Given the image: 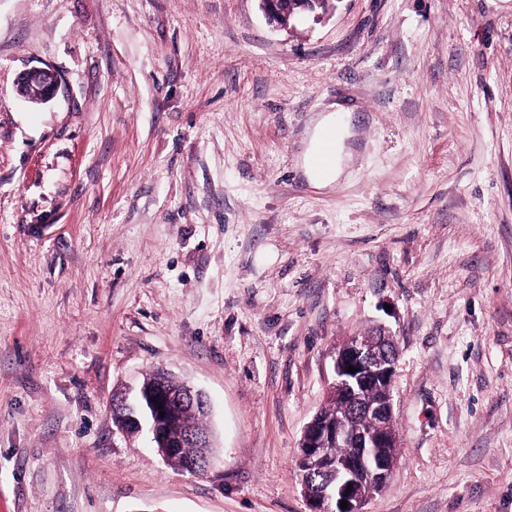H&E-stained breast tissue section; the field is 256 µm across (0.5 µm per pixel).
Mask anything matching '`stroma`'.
<instances>
[{
	"label": "stroma",
	"instance_id": "stroma-1",
	"mask_svg": "<svg viewBox=\"0 0 512 512\" xmlns=\"http://www.w3.org/2000/svg\"><path fill=\"white\" fill-rule=\"evenodd\" d=\"M378 326L402 447L365 512H512V0H0V512H308L303 430ZM157 367L209 397L205 473L112 422ZM301 1L316 3L322 8V12L327 11L334 2V0H259L261 9L268 21L282 28H288L292 20L300 18L302 15L316 13L314 9L308 8L306 4L297 6ZM18 82L38 90L36 102H47L55 97L60 86L61 76L52 68L34 67L20 74ZM352 132L348 123L345 125H338L336 127V118L334 113L324 115L316 124L311 140L309 143L307 156L304 164V172L306 176L318 187H326L336 182L337 179L344 172L348 155L346 152V140L352 137ZM328 136H333L336 139V145L332 142H325L316 154L311 158V164L318 169H324L336 159L331 167L323 172H316L309 164V158L315 152L318 145L322 140Z\"/></svg>",
	"mask_w": 512,
	"mask_h": 512
}]
</instances>
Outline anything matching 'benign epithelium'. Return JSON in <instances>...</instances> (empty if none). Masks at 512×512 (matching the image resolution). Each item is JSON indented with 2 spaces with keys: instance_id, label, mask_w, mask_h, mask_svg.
<instances>
[{
  "instance_id": "1",
  "label": "benign epithelium",
  "mask_w": 512,
  "mask_h": 512,
  "mask_svg": "<svg viewBox=\"0 0 512 512\" xmlns=\"http://www.w3.org/2000/svg\"><path fill=\"white\" fill-rule=\"evenodd\" d=\"M261 9L268 21L278 27L286 28L294 19L313 12V9L301 3V0H259ZM18 82L38 90L36 101L47 102L55 97L60 86L61 76L52 68L34 67L20 74ZM398 346L395 337L385 329H376L374 338L366 343L358 339L336 352L334 359L335 378L331 390L343 399L344 417L366 416L379 424L376 435L359 436L349 427H339L315 418L306 425L302 438L308 453V465L313 468L327 456L328 445L349 442L357 448L350 464L336 467V483H327L318 495L306 498L310 512H363V505L376 494L378 486L359 481L357 473L362 468L372 467L383 470L384 462L378 449L389 442L400 447L399 436L392 433L394 421L393 386L395 368L398 360ZM353 366L357 371L347 372ZM372 384H383L387 390L386 400L382 404H366L361 394ZM148 417L159 418L160 408L167 404L190 402L204 410H209L206 394L187 384L177 394L166 395L161 390L148 394ZM158 441L157 452L164 458L190 443L199 452L188 463V469L194 472L206 471L212 460L210 453L211 438L200 435L192 429H185L172 437L167 433L155 436ZM347 501V508H340L341 501Z\"/></svg>"
}]
</instances>
